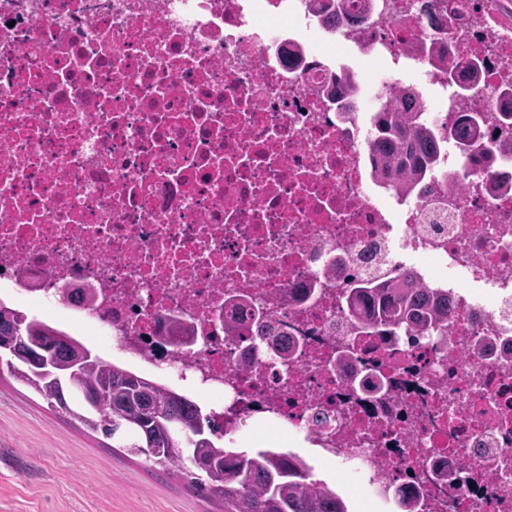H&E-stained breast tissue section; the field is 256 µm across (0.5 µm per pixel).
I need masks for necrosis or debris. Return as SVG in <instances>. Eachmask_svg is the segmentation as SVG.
Returning <instances> with one entry per match:
<instances>
[{
	"label": "necrosis or debris",
	"mask_w": 512,
	"mask_h": 512,
	"mask_svg": "<svg viewBox=\"0 0 512 512\" xmlns=\"http://www.w3.org/2000/svg\"><path fill=\"white\" fill-rule=\"evenodd\" d=\"M423 8L329 27L309 0H0V304L202 398L225 447L269 426L261 451L386 512L404 486L415 512H512V191L449 145L414 193L378 186L369 124L325 93L342 55L444 85L420 47L452 39L487 68L431 120L493 118L512 36ZM407 274L445 318L359 343L350 293ZM359 362L383 395L346 387Z\"/></svg>",
	"instance_id": "necrosis-or-debris-1"
}]
</instances>
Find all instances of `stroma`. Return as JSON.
Instances as JSON below:
<instances>
[{"label":"stroma","instance_id":"stroma-1","mask_svg":"<svg viewBox=\"0 0 512 512\" xmlns=\"http://www.w3.org/2000/svg\"><path fill=\"white\" fill-rule=\"evenodd\" d=\"M182 475L114 447L0 375V512H220Z\"/></svg>","mask_w":512,"mask_h":512}]
</instances>
